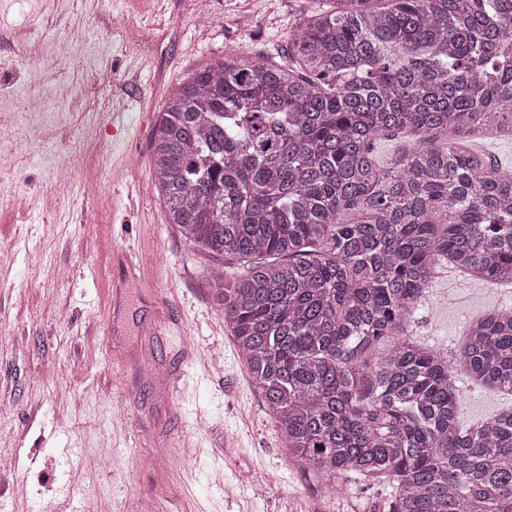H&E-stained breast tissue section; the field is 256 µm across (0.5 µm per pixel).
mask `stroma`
Segmentation results:
<instances>
[{
  "label": "stroma",
  "mask_w": 512,
  "mask_h": 512,
  "mask_svg": "<svg viewBox=\"0 0 512 512\" xmlns=\"http://www.w3.org/2000/svg\"><path fill=\"white\" fill-rule=\"evenodd\" d=\"M320 0H0V132L24 116L26 95L62 85L42 135L0 163V467L27 492L0 512H118L145 497L180 512H382L385 490L320 489L290 460L224 327L209 285L233 273L166 223L150 141L172 90L203 65L285 55L288 34ZM71 37L82 52L23 61L26 40ZM112 76L97 83L96 72ZM124 115L113 126V113ZM98 171L67 193L52 158ZM135 252L128 276L114 250ZM127 298L113 302V287ZM512 308V286L441 266L411 334L455 354L465 323ZM161 315L160 335L140 323ZM459 421L512 408V395L462 383ZM105 452L94 482L82 463Z\"/></svg>",
  "instance_id": "stroma-1"
}]
</instances>
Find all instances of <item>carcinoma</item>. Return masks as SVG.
I'll return each instance as SVG.
<instances>
[{
    "instance_id": "cac0c4a2",
    "label": "carcinoma",
    "mask_w": 512,
    "mask_h": 512,
    "mask_svg": "<svg viewBox=\"0 0 512 512\" xmlns=\"http://www.w3.org/2000/svg\"><path fill=\"white\" fill-rule=\"evenodd\" d=\"M333 2L282 61L217 60L171 93L165 223L243 264L211 287L296 463L389 486L383 512H512V409L462 426L455 380L512 394V308L451 358L409 335L443 263L512 285V170L466 141L512 130V0Z\"/></svg>"
}]
</instances>
